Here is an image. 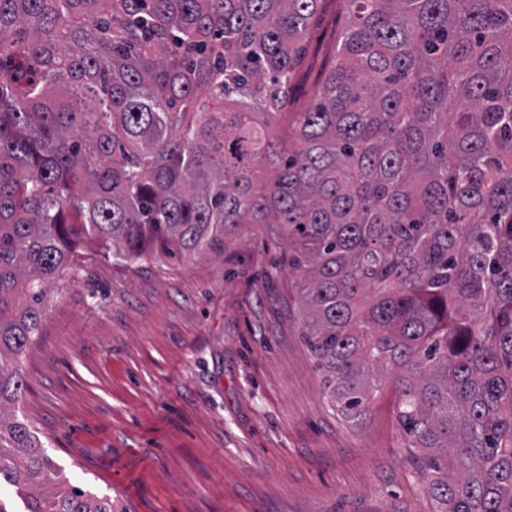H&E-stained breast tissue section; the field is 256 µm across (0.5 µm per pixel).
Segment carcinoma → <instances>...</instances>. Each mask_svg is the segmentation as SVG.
<instances>
[{
	"instance_id": "cac0c4a2",
	"label": "carcinoma",
	"mask_w": 512,
	"mask_h": 512,
	"mask_svg": "<svg viewBox=\"0 0 512 512\" xmlns=\"http://www.w3.org/2000/svg\"><path fill=\"white\" fill-rule=\"evenodd\" d=\"M0 0V485L114 512L11 405L83 245L224 254L280 224L327 400L389 381L438 512H512V0ZM334 10L328 7L323 10L312 22L311 48L305 59V66L302 72L308 70L306 88L313 83L319 73L322 56L334 42ZM319 47V52L314 55V48Z\"/></svg>"
}]
</instances>
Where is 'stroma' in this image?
Masks as SVG:
<instances>
[{"label":"stroma","mask_w":512,"mask_h":512,"mask_svg":"<svg viewBox=\"0 0 512 512\" xmlns=\"http://www.w3.org/2000/svg\"><path fill=\"white\" fill-rule=\"evenodd\" d=\"M305 331L281 225L181 261L85 248L23 356L18 413L116 512H438L392 387L346 423Z\"/></svg>","instance_id":"obj_1"}]
</instances>
